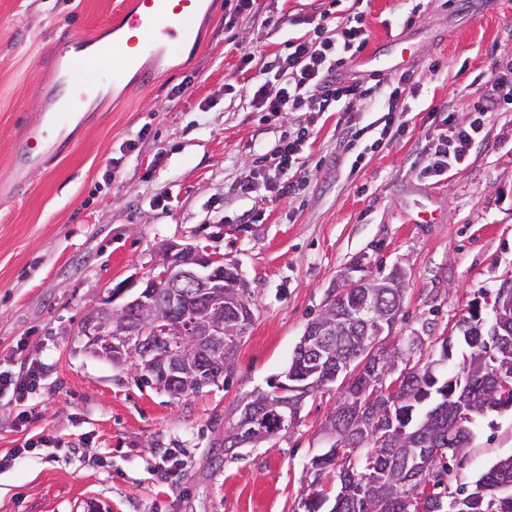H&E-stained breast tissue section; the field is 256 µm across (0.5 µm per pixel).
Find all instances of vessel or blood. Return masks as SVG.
I'll use <instances>...</instances> for the list:
<instances>
[{
	"label": "vessel or blood",
	"instance_id": "1",
	"mask_svg": "<svg viewBox=\"0 0 512 512\" xmlns=\"http://www.w3.org/2000/svg\"><path fill=\"white\" fill-rule=\"evenodd\" d=\"M210 0H131L116 18L108 21L109 40L96 37L64 39L50 61L56 78L46 93L45 112L27 124L15 141L11 168L14 182L28 171L69 152L75 132L90 116L93 92L118 85L127 76L145 75V62L162 65L196 45L199 17L209 15ZM122 51L121 69H111L114 51Z\"/></svg>",
	"mask_w": 512,
	"mask_h": 512
}]
</instances>
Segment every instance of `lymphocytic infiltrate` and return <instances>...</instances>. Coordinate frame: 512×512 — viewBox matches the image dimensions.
<instances>
[{
    "instance_id": "obj_1",
    "label": "lymphocytic infiltrate",
    "mask_w": 512,
    "mask_h": 512,
    "mask_svg": "<svg viewBox=\"0 0 512 512\" xmlns=\"http://www.w3.org/2000/svg\"><path fill=\"white\" fill-rule=\"evenodd\" d=\"M364 0H354L352 18L330 22L329 11H322L313 27L288 38L276 53L247 54L246 62L255 63L258 77L254 83L251 107L256 112H347L361 100L381 103L386 112L377 146H385L405 130L399 103L409 83V75L398 82L364 86L342 78L347 60L356 56L368 42ZM277 83V92H269V83ZM487 93L478 118L469 125L453 124L451 117L436 121L419 161V174L429 178L441 175L449 167L464 162L481 139L484 126L500 102L512 99V75L490 71ZM307 140L306 131L282 142L273 156V168L280 179L271 188L277 195L295 193L297 186L287 180L286 172L295 164Z\"/></svg>"
}]
</instances>
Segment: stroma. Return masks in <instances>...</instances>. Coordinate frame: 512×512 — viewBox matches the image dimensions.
Masks as SVG:
<instances>
[{
	"label": "stroma",
	"instance_id": "1",
	"mask_svg": "<svg viewBox=\"0 0 512 512\" xmlns=\"http://www.w3.org/2000/svg\"><path fill=\"white\" fill-rule=\"evenodd\" d=\"M128 3L0 0V181L42 110L37 88L53 81L46 62L62 36L100 35ZM224 13V0H213L195 48L148 81L105 90L72 150L0 201V372L38 369L25 397L0 391V512H83L89 499L112 512H302L339 388L308 396L292 429L238 455L225 454L224 431L237 405L287 370L338 275L361 259L376 273L402 268L403 318L379 345L418 336L425 358L475 300L512 284V105L492 114L465 162L434 178L412 167L432 109L470 121L486 75L512 68V0H369L368 50L384 58L401 39L406 60L396 71L359 56L345 77L407 73L419 88L404 101L405 135L381 148L377 115L362 103L251 111L255 73L241 71L243 53H275L298 29L244 32ZM346 122L368 129L357 169L340 144ZM301 125L309 135L291 171L298 194H236ZM247 210L253 223H239ZM169 240L207 246L252 291V323L231 370L185 397L90 356L81 335L86 311L147 275ZM471 430L446 485L512 454V409L477 417Z\"/></svg>",
	"mask_w": 512,
	"mask_h": 512
}]
</instances>
